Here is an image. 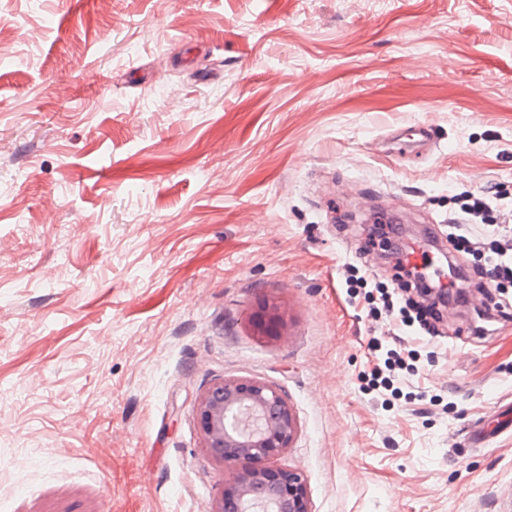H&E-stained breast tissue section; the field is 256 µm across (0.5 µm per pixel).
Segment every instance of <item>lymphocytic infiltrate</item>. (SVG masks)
<instances>
[{
	"mask_svg": "<svg viewBox=\"0 0 512 512\" xmlns=\"http://www.w3.org/2000/svg\"><path fill=\"white\" fill-rule=\"evenodd\" d=\"M502 198L495 185L456 197L462 221L448 227V284L427 275L424 267L398 262L394 268L399 285L392 288L352 265L345 271L348 295L364 297L373 322H389L402 329L416 326L433 337L442 308L464 303L465 288H475L485 293L487 302L477 310L468 333L478 340L493 335L498 324L512 319V229L495 219ZM367 349L385 354L367 375L366 385L372 390H393L400 374L419 371L417 350L387 349L382 338L375 336Z\"/></svg>",
	"mask_w": 512,
	"mask_h": 512,
	"instance_id": "1",
	"label": "lymphocytic infiltrate"
}]
</instances>
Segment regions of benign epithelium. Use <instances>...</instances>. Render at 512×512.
<instances>
[{"mask_svg": "<svg viewBox=\"0 0 512 512\" xmlns=\"http://www.w3.org/2000/svg\"><path fill=\"white\" fill-rule=\"evenodd\" d=\"M251 324L260 336H279L284 313L265 301ZM196 420L207 455L232 473L209 512H310L303 473L271 464L298 433L280 389L257 379L216 380L200 396Z\"/></svg>", "mask_w": 512, "mask_h": 512, "instance_id": "7a95c632", "label": "benign epithelium"}]
</instances>
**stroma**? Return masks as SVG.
Here are the masks:
<instances>
[{"instance_id":"1","label":"stroma","mask_w":512,"mask_h":512,"mask_svg":"<svg viewBox=\"0 0 512 512\" xmlns=\"http://www.w3.org/2000/svg\"><path fill=\"white\" fill-rule=\"evenodd\" d=\"M417 122L419 157L390 137ZM494 184L512 0H0V512H208L219 378L287 395L274 464L311 512H512V432L471 443L512 402V322L466 342L448 307L385 402L366 343L399 332L342 286L369 210L412 247ZM251 324L260 336H278L284 327V313L274 302L265 301L252 316Z\"/></svg>"}]
</instances>
